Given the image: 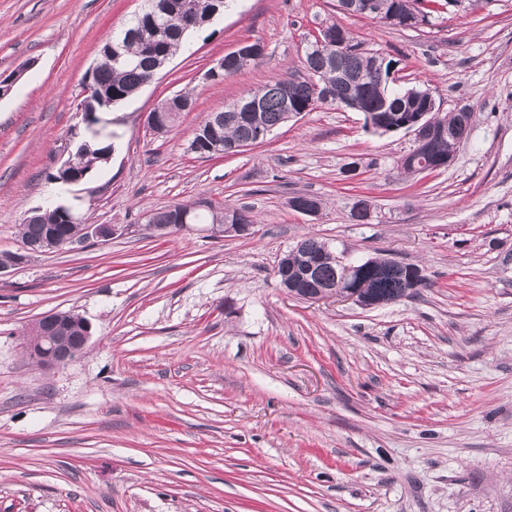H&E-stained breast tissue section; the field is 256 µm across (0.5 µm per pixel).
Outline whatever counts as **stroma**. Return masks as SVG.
I'll return each instance as SVG.
<instances>
[{
  "instance_id": "1",
  "label": "stroma",
  "mask_w": 512,
  "mask_h": 512,
  "mask_svg": "<svg viewBox=\"0 0 512 512\" xmlns=\"http://www.w3.org/2000/svg\"><path fill=\"white\" fill-rule=\"evenodd\" d=\"M142 0H0V251L53 203L108 241L33 257L0 280V512H512V0L440 6L395 28L337 0H236L151 83L101 113L115 133L85 183L54 182L100 47ZM332 23L400 60L399 85L476 114L448 168L405 173L412 133L322 105L233 156L190 151L210 113L303 71L305 37ZM265 57L215 83L240 43ZM192 108L157 132L179 92ZM361 163L354 179L343 166ZM320 200L317 215L288 205ZM369 198L382 222L350 217ZM175 203L250 206V234L205 225L150 234ZM348 258L386 254L431 285L373 308L288 296L274 268L303 238ZM54 311L92 327L68 367L30 359ZM178 99L171 98L160 106L156 107L152 112L147 115L148 125L157 132L165 131L167 126L173 119H176L178 109L175 104L180 101L192 105L191 97L188 94H176Z\"/></svg>"
}]
</instances>
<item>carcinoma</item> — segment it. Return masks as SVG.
Instances as JSON below:
<instances>
[{"label": "carcinoma", "instance_id": "carcinoma-1", "mask_svg": "<svg viewBox=\"0 0 512 512\" xmlns=\"http://www.w3.org/2000/svg\"><path fill=\"white\" fill-rule=\"evenodd\" d=\"M152 5L164 6L166 26L151 43H144L134 37L143 25L146 14L133 17L127 25L112 34V41L123 45L124 58L114 59L106 52L95 73L96 95L87 102L90 112H104L100 98H106L116 105L135 96L138 91L156 76L158 60L171 58L180 49L183 39L200 29L211 18L217 7L216 0H151ZM385 10L381 19H401L407 10V0H375ZM325 44L307 45L304 49L305 76H287L277 79L262 89L246 96L258 103V110L249 117L235 112L237 103L220 111L223 120L213 126L205 120L197 129L192 142L200 143L202 156H211L208 147L217 143L223 145L224 153L233 147L255 137L259 128L274 131L288 123L290 116L284 112V104L290 103L299 111L311 112L320 104H334L336 100L349 96L356 101L365 114V121L395 131L400 123L416 113L425 114V119L446 130L458 127L457 117L439 113L434 98L428 89L402 87L394 77L399 61L386 58L378 53L365 52L355 43L351 33L340 24L326 26ZM89 135L74 149L76 166L74 171L87 175L93 167L107 162L112 151L109 140L116 134L103 135L92 125L87 126ZM67 208H34L27 213L20 225L22 240L38 244L54 231L65 238H79L84 225L66 221ZM187 213L194 224L204 223V215L180 203L153 213L146 224L150 231L165 234L175 233L174 213ZM350 215L358 224H368L377 217L376 209L365 197L354 200ZM212 221L220 224H251L252 216L247 209L224 208L223 213H211ZM421 268L404 264L393 258L368 257L354 261L351 272L342 277L331 246L315 237L306 238L288 250V263L278 265L275 275L279 283L294 282L309 291L328 284L344 282L346 288H364L381 297L398 301L416 294L414 284L424 288L428 285L426 276H418Z\"/></svg>", "mask_w": 512, "mask_h": 512}]
</instances>
